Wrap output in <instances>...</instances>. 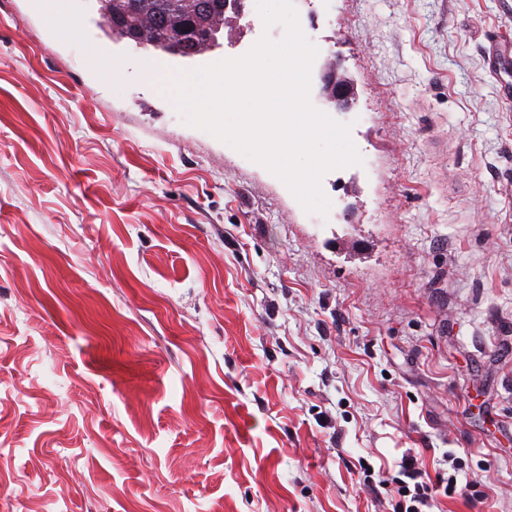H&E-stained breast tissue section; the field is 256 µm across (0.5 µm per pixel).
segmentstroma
<instances>
[{
  "label": "stroma",
  "mask_w": 512,
  "mask_h": 512,
  "mask_svg": "<svg viewBox=\"0 0 512 512\" xmlns=\"http://www.w3.org/2000/svg\"><path fill=\"white\" fill-rule=\"evenodd\" d=\"M0 0V498L11 512H512V0H299L363 165L306 213L142 74ZM252 6L219 35L246 54ZM107 45L119 83L86 70ZM489 41L491 46L487 54L489 72L500 83L502 96L510 104L512 103V82L510 88L509 82L503 78V75L511 77L512 46L510 47L505 40L497 37ZM339 58L330 62L320 76L319 95L338 112H349L357 102L356 86L343 72Z\"/></svg>",
  "instance_id": "35a3bbf8"
}]
</instances>
